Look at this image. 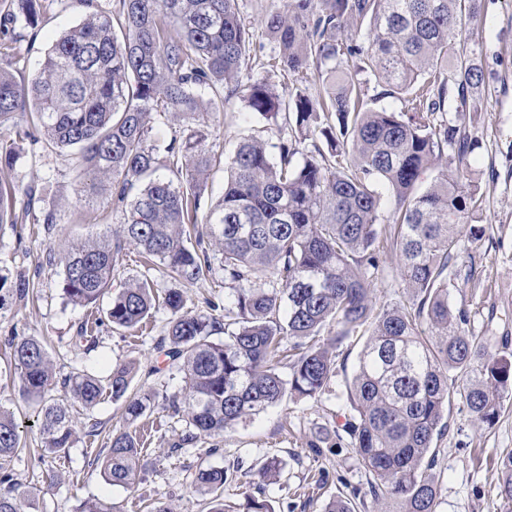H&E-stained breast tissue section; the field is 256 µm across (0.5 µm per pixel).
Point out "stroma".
<instances>
[{"label": "stroma", "instance_id": "35a3bbf8", "mask_svg": "<svg viewBox=\"0 0 512 512\" xmlns=\"http://www.w3.org/2000/svg\"><path fill=\"white\" fill-rule=\"evenodd\" d=\"M483 19L468 25L461 38L477 49V62L485 80L480 98L486 108L478 126L471 128L473 149L468 180L482 199L478 211L467 219L481 239L466 241L473 257L471 278L453 277L449 302L465 310L475 331L495 337L512 353V0H483ZM80 11L53 7L33 39L22 43V59L13 68L17 79H26L43 61L50 45L62 32L77 24ZM284 118L268 119L244 111L241 98L216 107L204 144L216 161L210 171L208 201L224 191V160L242 138L262 130L276 131ZM29 117L16 115L0 125V141L12 143L15 162L0 166V181L16 189L15 212L21 221L0 234V276L8 281H29L33 295L23 302L7 301L0 308V404L26 422L27 446L11 463L18 492L34 499L33 512H74L88 498L113 503L118 512H150L155 501L177 505L179 512H201L200 497L192 481L206 466L240 465L249 478H236L224 488L226 512H234L245 495L267 500L274 512H321L331 497L354 498L357 512H378L369 493V476L359 464L344 432L349 413L347 384L358 364L363 340L353 337L336 359L337 376L330 392L315 399L283 400L250 422L218 437H200L192 447L170 451L169 444L183 428L171 419L164 400H157L144 417L146 466L134 485L108 484L95 462L107 448L113 432L124 426L123 405L104 397L92 410L78 414L82 428L96 427V435L81 436L66 455L39 456L43 444L37 407L24 401L8 363L7 337L44 338L60 375L86 366L108 375L113 366L133 362L138 367L133 390H180L181 376L163 371L164 357L156 344L163 336L168 315L158 311L141 327L113 330L97 328V347L87 355L75 354L72 338L95 316L67 304L62 293V269L58 258L69 241L113 230L121 222L105 197L95 202L79 200L76 173L60 149L45 143L18 139ZM36 191L44 206L54 208L53 227L34 223L27 216L29 191ZM449 427L439 443L436 475L443 486L437 512H512L499 495V462L512 451V398L505 400L493 425L475 421L460 401L448 407ZM328 435L320 453H312L307 441L315 432ZM282 462L279 477L260 481L257 473L269 458ZM56 481H49V474Z\"/></svg>", "mask_w": 512, "mask_h": 512}]
</instances>
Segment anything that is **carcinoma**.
<instances>
[{"mask_svg": "<svg viewBox=\"0 0 512 512\" xmlns=\"http://www.w3.org/2000/svg\"><path fill=\"white\" fill-rule=\"evenodd\" d=\"M65 2L84 17L26 83L10 70L21 60L20 36L0 27V124L35 115L23 135L77 150L80 192L109 194L123 215L110 233L73 243L60 259L64 298L97 304L132 248L177 282L207 280L214 260L224 270L222 314L216 305L209 314L186 311L178 288L159 302L145 276L129 280L96 319L132 329L168 312L157 349L185 383L168 398L172 417L185 423L169 450L219 436L287 397L324 394L338 349L364 330L344 431L382 512H437L442 486L432 448L447 431L448 404L461 400L490 426L512 391V354L467 328L466 311L448 303V271L464 263L466 218L480 208L466 173L468 130L485 112L475 95L484 74L458 36L481 20V0H279L260 19L277 51L259 68L238 0ZM50 6L5 0V15L35 30ZM278 71L292 77L286 96L272 81ZM313 76L325 84L320 99L300 88ZM370 77L382 90L369 98ZM238 95L250 112H287V132L272 145L261 136L239 142L225 163L223 196L203 211L210 106ZM395 96L401 111L373 107ZM446 112L456 113L454 122L436 120ZM169 114L182 126L169 141L150 142L153 124ZM316 135L328 152L301 148ZM450 146L456 155L448 159ZM160 169L171 176H157ZM428 171L436 175L421 191ZM13 203L14 188L1 182L0 227L16 223ZM382 254L395 259L406 298L379 305ZM6 283L0 277V308L29 293L26 282ZM8 344L19 392L38 405L45 454H64L77 441L69 405L51 398L57 388L86 409L105 395L123 402L130 425L159 395L130 393L133 363L105 379L85 367L60 379L39 338L12 336ZM22 433L0 405V512L33 506L15 492L10 469L24 450ZM95 461L109 484L133 485L144 469L137 433L112 434ZM238 472H195L208 512H224V484ZM500 492L512 502V452L500 460ZM76 512L117 510L88 499Z\"/></svg>", "mask_w": 512, "mask_h": 512, "instance_id": "cac0c4a2", "label": "carcinoma"}]
</instances>
